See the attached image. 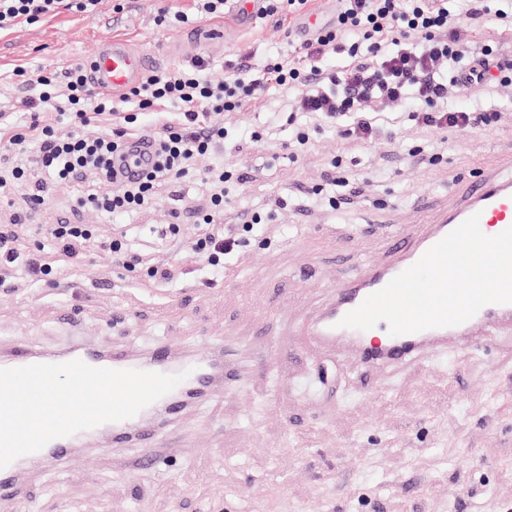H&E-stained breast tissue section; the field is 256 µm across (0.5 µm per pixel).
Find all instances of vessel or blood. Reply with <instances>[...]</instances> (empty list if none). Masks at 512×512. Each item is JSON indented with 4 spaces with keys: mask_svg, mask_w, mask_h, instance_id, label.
I'll list each match as a JSON object with an SVG mask.
<instances>
[{
    "mask_svg": "<svg viewBox=\"0 0 512 512\" xmlns=\"http://www.w3.org/2000/svg\"><path fill=\"white\" fill-rule=\"evenodd\" d=\"M149 54L132 51L125 40L110 41L95 57L93 78L106 90H117L139 80L151 65ZM156 157L152 140L133 138L127 141L125 150L112 160L114 172L122 179L134 181L146 172ZM478 216L481 231L488 236L497 235L512 227V177L489 181L477 179L470 185L467 199L452 212L444 223L434 225L430 234L421 235L412 230L393 233L390 237L394 257L381 265H367L352 279L341 281L335 288V302L328 307L308 333L325 342H335L346 335L340 320L357 308L366 297L382 289L391 279L415 264L432 246L460 226L470 216ZM384 324L362 333L363 345L357 349L359 360L368 367L390 365L402 367L421 360L431 353L434 346L457 337L463 340L474 336H489L497 330L512 331V303L484 306L470 320L455 325L425 329L416 333L391 336L385 334ZM70 359H79L96 368L128 369L122 353L101 356L95 350L78 346L71 350ZM53 353H35L27 348H17L10 356L9 367L54 363ZM191 395L200 399L210 393L212 377L218 367L216 359L202 355L193 363ZM113 445L122 448L135 443L139 452L130 462L134 471L160 467L166 457L158 446L153 428L143 425L139 417L108 422L103 426Z\"/></svg>",
    "mask_w": 512,
    "mask_h": 512,
    "instance_id": "1",
    "label": "vessel or blood"
}]
</instances>
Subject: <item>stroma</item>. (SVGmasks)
<instances>
[{
    "label": "stroma",
    "mask_w": 512,
    "mask_h": 512,
    "mask_svg": "<svg viewBox=\"0 0 512 512\" xmlns=\"http://www.w3.org/2000/svg\"><path fill=\"white\" fill-rule=\"evenodd\" d=\"M100 0L91 13L68 10L0 36V112H21L23 88L13 69L29 73L89 62L112 39L159 55V68L206 59L222 78L243 56L295 57V19L238 23L228 0L218 18L176 25L161 10L194 11L193 0ZM497 102L498 119L462 131L400 126V110L381 109V133L361 142L343 127L309 124V143L293 152L296 93L270 87L248 111L229 113L237 144L199 159L182 183L160 187L140 214L134 249L150 264L173 268V281H151L92 249L33 283L6 272L0 287V359L16 344L64 353L82 342L103 353H147L167 344L193 358L231 343L240 391L185 407L161 430L176 446L167 467L131 472L129 449L100 436L66 462L45 460L17 478L19 505L0 512H500L512 504V343L467 349L449 340L425 362L364 369L347 348L323 345L299 329L328 302L339 279L385 262L389 233L426 231L460 199L476 176L512 170V88L454 93ZM227 183L223 225L268 210L271 226L243 243L226 273L192 259L195 224L216 163ZM356 193L329 207L319 192L336 180ZM83 182L56 186L31 212L30 250L46 244L64 218L98 225L121 219L74 210ZM178 222V243L152 225ZM79 321L65 323L61 314Z\"/></svg>",
    "instance_id": "35a3bbf8"
}]
</instances>
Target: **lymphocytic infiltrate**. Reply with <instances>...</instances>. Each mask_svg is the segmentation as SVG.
I'll list each match as a JSON object with an SVG mask.
<instances>
[{
  "instance_id": "lymphocytic-infiltrate-1",
  "label": "lymphocytic infiltrate",
  "mask_w": 512,
  "mask_h": 512,
  "mask_svg": "<svg viewBox=\"0 0 512 512\" xmlns=\"http://www.w3.org/2000/svg\"><path fill=\"white\" fill-rule=\"evenodd\" d=\"M97 3L0 0V31L38 23L63 9L89 12ZM487 23L512 34V0H339L335 22L302 44L297 58L243 60L222 80L210 77L207 63L198 59L174 70L148 72L137 84L112 95L94 87L91 67L82 62L34 75L22 68L14 70L12 80L35 85L39 92L22 102L31 119L15 124L0 146L22 152L35 145L36 165L18 163L0 170V198L27 185L36 169L45 183L54 186L91 177L94 186L78 197L80 208L120 217L143 212L157 186L188 176L198 157L212 154L228 138L225 113L243 111L273 85L297 91L298 109L306 118L344 120L360 141L373 137L375 114L387 103L412 104L408 119L421 127L453 131L487 125L495 109L493 101L468 109L448 103L452 89L487 82L512 85V58L466 36L468 27ZM338 55L345 59L340 67L331 63ZM129 102L136 103V112L124 113L123 106ZM171 103L178 104L179 110L159 122L154 166L138 182H115L112 159L136 135L138 113ZM45 109L69 114L71 130L59 134L51 126L40 125L35 114ZM107 114L120 116V123L91 131L92 122ZM206 178L212 193L197 218L207 231L191 250L196 258L215 266L237 250L243 235L260 231L268 218L255 212L236 234L216 231L224 215V185L231 176L214 167ZM26 230L16 221L0 225L1 267L18 268L40 279L53 273L52 257L74 260L91 246L126 265L138 260L128 237H100L90 224L52 225L47 258L25 249Z\"/></svg>"
}]
</instances>
